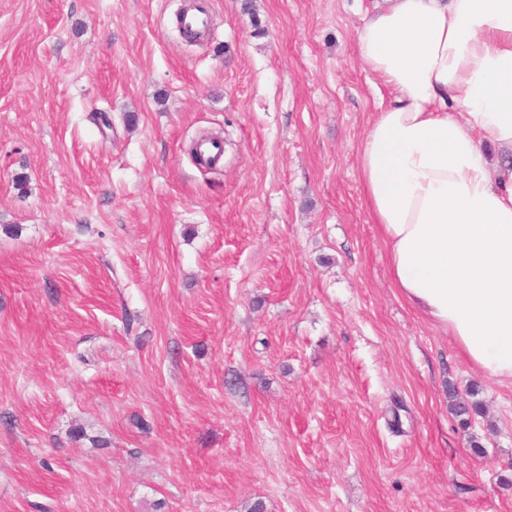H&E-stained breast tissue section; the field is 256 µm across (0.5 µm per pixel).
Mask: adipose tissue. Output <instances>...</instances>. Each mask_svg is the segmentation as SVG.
<instances>
[{"label": "adipose tissue", "mask_w": 512, "mask_h": 512, "mask_svg": "<svg viewBox=\"0 0 512 512\" xmlns=\"http://www.w3.org/2000/svg\"><path fill=\"white\" fill-rule=\"evenodd\" d=\"M356 55L385 89L359 175L392 285L512 381V0H373Z\"/></svg>", "instance_id": "ef3b65f1"}]
</instances>
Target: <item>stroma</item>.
I'll use <instances>...</instances> for the list:
<instances>
[{
	"instance_id": "stroma-1",
	"label": "stroma",
	"mask_w": 512,
	"mask_h": 512,
	"mask_svg": "<svg viewBox=\"0 0 512 512\" xmlns=\"http://www.w3.org/2000/svg\"><path fill=\"white\" fill-rule=\"evenodd\" d=\"M183 4L0 0V512H512V384L365 204L363 0Z\"/></svg>"
}]
</instances>
